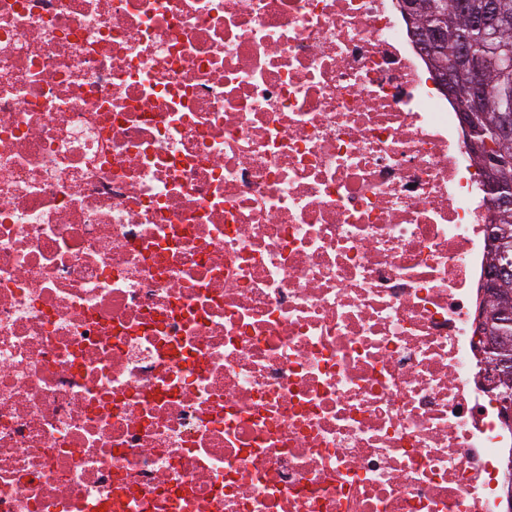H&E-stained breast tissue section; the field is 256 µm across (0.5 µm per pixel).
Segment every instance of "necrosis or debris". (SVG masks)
I'll return each mask as SVG.
<instances>
[{"label":"necrosis or debris","mask_w":512,"mask_h":512,"mask_svg":"<svg viewBox=\"0 0 512 512\" xmlns=\"http://www.w3.org/2000/svg\"><path fill=\"white\" fill-rule=\"evenodd\" d=\"M426 72L397 0H0V512H501Z\"/></svg>","instance_id":"obj_1"}]
</instances>
